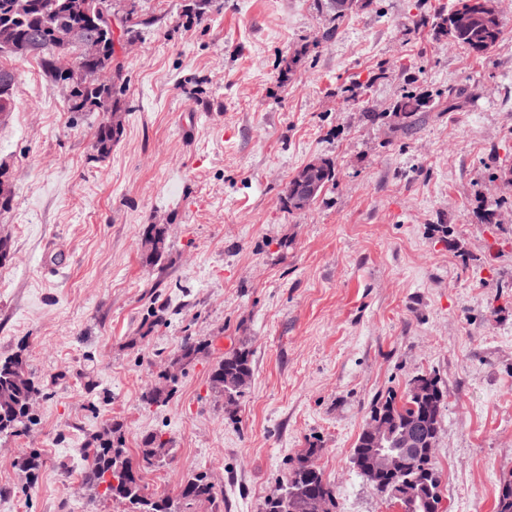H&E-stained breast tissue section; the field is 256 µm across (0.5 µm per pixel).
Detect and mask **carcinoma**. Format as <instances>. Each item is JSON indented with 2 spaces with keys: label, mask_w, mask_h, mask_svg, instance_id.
Masks as SVG:
<instances>
[{
  "label": "carcinoma",
  "mask_w": 512,
  "mask_h": 512,
  "mask_svg": "<svg viewBox=\"0 0 512 512\" xmlns=\"http://www.w3.org/2000/svg\"><path fill=\"white\" fill-rule=\"evenodd\" d=\"M70 0H0V56L15 58L33 57L39 60L43 73L67 92L69 111L101 112L107 119L101 121L93 134V147L98 157L104 159L112 153L123 127L125 92L122 67L116 59V41L112 37V23L95 8L83 14L70 11ZM490 0H454L452 9L442 19L438 33L448 40L465 47L476 56L489 53L501 39L503 28L500 17L488 7ZM73 26H81L104 43L105 53L98 59L82 58L79 47L66 50L57 45L56 33ZM82 61V69L97 74L88 82L70 74L61 75L53 69V61L61 52ZM17 99V83H0V117L13 110ZM426 102L413 94L401 97L392 107L391 115L401 128L414 124L417 113ZM313 181L325 189L335 181V165L318 158L300 168L289 179L285 199L292 210L302 211L318 202L301 201L302 184ZM167 225L148 224L141 235V255L151 265L162 257L167 244ZM207 349L203 340L189 336L179 353L170 363L179 365V371L168 375L166 370L157 372L154 383L141 395L143 404L161 406L176 392L180 377L199 354ZM252 353L244 348L227 353L217 361L209 375L213 393L224 397L225 403H234L245 393L252 379ZM44 392L43 384L29 370L27 355L19 350L0 360V435L18 436L34 424L29 411L33 395ZM448 397L447 387L435 378L412 380L407 390L399 395L389 390L378 396L370 415L383 417L392 430L384 443L386 448H399L403 427L422 413L427 418L429 439L440 430L443 410ZM172 451L171 441L159 434H149L142 440L139 456L133 461L127 452L124 424L119 420L106 422L104 435L94 436L84 449L88 463L84 473L87 485L104 487L102 495L123 505V512H193L194 506L215 501V485L205 472L193 473L180 484L176 498L147 492L142 469L157 466L167 460ZM317 449L305 448L289 470L285 490L292 496L291 504L264 503L263 512H306L303 505L310 497L323 499L330 509L336 508V487L324 478L321 471L306 469L305 463ZM42 453L31 448L17 462L20 472L34 478L42 466ZM404 478L416 489V496L400 501L402 512H437L440 501V476L434 456L423 451L404 466Z\"/></svg>",
  "instance_id": "cac0c4a2"
}]
</instances>
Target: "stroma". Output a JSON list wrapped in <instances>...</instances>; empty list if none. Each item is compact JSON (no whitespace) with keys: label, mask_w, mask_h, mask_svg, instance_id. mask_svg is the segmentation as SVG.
<instances>
[{"label":"stroma","mask_w":512,"mask_h":512,"mask_svg":"<svg viewBox=\"0 0 512 512\" xmlns=\"http://www.w3.org/2000/svg\"><path fill=\"white\" fill-rule=\"evenodd\" d=\"M452 4L366 0L340 17L327 0H114L149 24L117 52L127 114L105 159L102 113L68 111L38 60H10L0 358L25 350L48 390L37 425L0 438V512H119L81 478L111 419L134 456L146 434L171 438L149 491L208 473L217 499L195 512H262L309 446L336 512H399L352 450L375 398L421 374L448 389L443 512H495L512 472V0H496L503 34L482 57L438 34ZM452 85L469 92L455 111ZM409 92L427 107L404 130L388 112ZM316 158L334 183L289 210V179ZM149 224L169 227L155 265ZM156 302L167 322L153 327ZM187 336L209 351L144 407ZM242 346L253 376L230 415L208 376ZM31 448L30 483L15 460ZM167 225H146L141 235V255L146 264H155L162 257L167 244Z\"/></svg>","instance_id":"obj_1"}]
</instances>
